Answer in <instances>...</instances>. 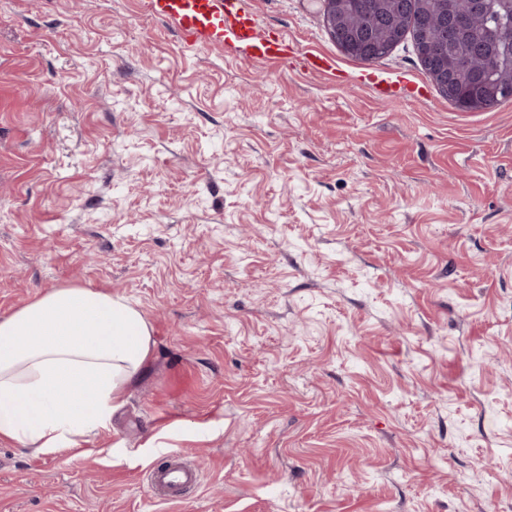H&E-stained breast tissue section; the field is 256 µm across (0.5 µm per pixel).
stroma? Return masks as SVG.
Here are the masks:
<instances>
[{"mask_svg": "<svg viewBox=\"0 0 512 512\" xmlns=\"http://www.w3.org/2000/svg\"><path fill=\"white\" fill-rule=\"evenodd\" d=\"M142 2L0 0V317L77 283L155 340L110 429L0 441V512H512V101L347 57L317 0L242 2L321 73ZM199 478L200 474L195 468L173 464L151 469L148 474V485L157 499L174 501L182 496L183 488L196 486Z\"/></svg>", "mask_w": 512, "mask_h": 512, "instance_id": "obj_1", "label": "stroma"}]
</instances>
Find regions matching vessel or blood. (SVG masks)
<instances>
[{"label": "vessel or blood", "instance_id": "b4317fda", "mask_svg": "<svg viewBox=\"0 0 512 512\" xmlns=\"http://www.w3.org/2000/svg\"><path fill=\"white\" fill-rule=\"evenodd\" d=\"M150 15L173 21L190 46L210 45L231 39L250 48L259 62L283 64L292 50L286 36L262 35L255 20L239 5V0H145ZM196 469L173 464L151 469L148 485L162 501L180 498L183 488L197 485Z\"/></svg>", "mask_w": 512, "mask_h": 512}]
</instances>
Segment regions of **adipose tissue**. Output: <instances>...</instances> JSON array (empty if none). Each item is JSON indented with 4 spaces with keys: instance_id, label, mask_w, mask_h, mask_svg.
Masks as SVG:
<instances>
[{
    "instance_id": "obj_1",
    "label": "adipose tissue",
    "mask_w": 512,
    "mask_h": 512,
    "mask_svg": "<svg viewBox=\"0 0 512 512\" xmlns=\"http://www.w3.org/2000/svg\"><path fill=\"white\" fill-rule=\"evenodd\" d=\"M153 348L150 323L123 296L42 293L0 319V439L43 451L109 429Z\"/></svg>"
}]
</instances>
